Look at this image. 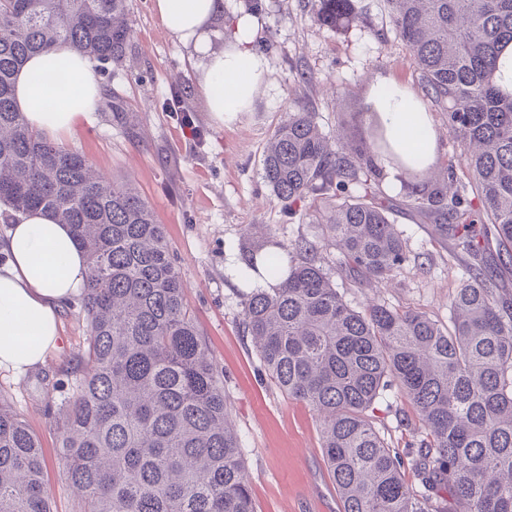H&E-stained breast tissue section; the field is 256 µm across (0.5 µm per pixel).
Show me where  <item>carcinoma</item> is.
I'll list each match as a JSON object with an SVG mask.
<instances>
[{
	"label": "carcinoma",
	"instance_id": "obj_1",
	"mask_svg": "<svg viewBox=\"0 0 512 512\" xmlns=\"http://www.w3.org/2000/svg\"><path fill=\"white\" fill-rule=\"evenodd\" d=\"M386 3L459 153L409 157L369 109L338 113L345 136L333 143L316 113L288 109L263 178L322 233L244 235V274L279 284L246 295L242 324L276 386L316 412L342 512H512V0ZM314 6L331 27L357 19L351 0ZM130 33L128 0H0V217L51 214L89 267V340L59 443L66 476L83 512H256L165 225L132 185L32 131L13 100L28 56L66 46L120 63ZM387 164L434 239L466 256L446 326L379 302L356 310L332 280L334 270L351 286H386L410 262L382 188ZM458 168L471 199L448 190ZM392 388L425 430L408 461L369 415ZM45 468L36 436L0 402V512H51Z\"/></svg>",
	"mask_w": 512,
	"mask_h": 512
}]
</instances>
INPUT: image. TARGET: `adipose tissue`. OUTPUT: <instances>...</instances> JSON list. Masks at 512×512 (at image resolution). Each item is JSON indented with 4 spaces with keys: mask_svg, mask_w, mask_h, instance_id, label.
<instances>
[{
    "mask_svg": "<svg viewBox=\"0 0 512 512\" xmlns=\"http://www.w3.org/2000/svg\"><path fill=\"white\" fill-rule=\"evenodd\" d=\"M154 10L172 39L192 47L208 112L221 122L247 111L268 70L253 48L256 18L236 15L229 46L215 51L210 29L224 0H154ZM14 98L30 128L65 142L95 111L100 85L88 57L62 47L27 60L15 75ZM375 105L397 148L436 150L430 117L414 96L384 90ZM0 251V372L22 377L57 349L60 305L82 291L88 264L69 225L40 210L16 214Z\"/></svg>",
    "mask_w": 512,
    "mask_h": 512,
    "instance_id": "obj_1",
    "label": "adipose tissue"
}]
</instances>
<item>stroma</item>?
I'll use <instances>...</instances> for the list:
<instances>
[{
  "label": "stroma",
  "instance_id": "stroma-1",
  "mask_svg": "<svg viewBox=\"0 0 512 512\" xmlns=\"http://www.w3.org/2000/svg\"><path fill=\"white\" fill-rule=\"evenodd\" d=\"M153 3L129 0L133 34L126 57L119 66L94 63L101 98L69 146L110 179L133 183L165 225L187 308L224 385L258 512H341L317 415L265 373L242 325L250 288L233 283L228 264L239 260V240L251 224L268 225L285 242L319 234L316 225L288 213L262 178L264 148L288 108L316 112L322 131L332 135L337 103L370 106L380 88L407 91L421 99L446 159L458 149L448 139V118L427 100L383 0H353L358 20L341 30L320 22L310 0H224V13L212 24V49L227 45L234 15H255L262 35L255 47L265 54L268 71L251 109L218 123L204 107L191 50L167 34ZM176 90L192 126L182 125L169 106ZM384 189L411 261L389 287L354 288L342 280L337 286L352 307L381 302L447 323L464 263L452 244L437 243L428 221L404 205L399 180H385ZM60 318L59 350L27 377L0 373V400L41 441L53 512H80L59 455L55 420L61 403L76 396L75 373L87 348L80 298L65 303ZM371 416L401 454L415 451L425 436L398 391L379 398Z\"/></svg>",
  "mask_w": 512,
  "mask_h": 512
}]
</instances>
